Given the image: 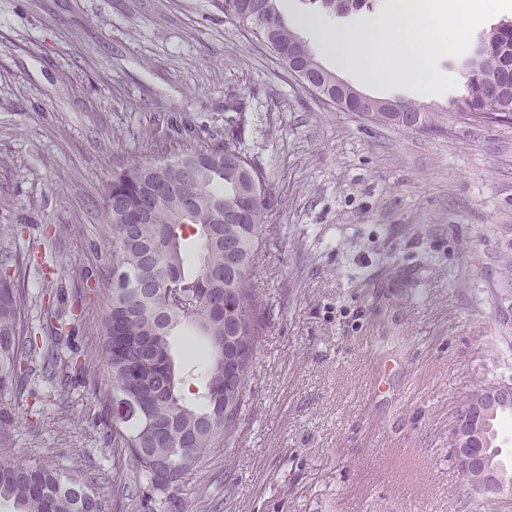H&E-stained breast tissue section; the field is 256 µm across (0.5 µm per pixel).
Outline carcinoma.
I'll return each instance as SVG.
<instances>
[{
  "label": "carcinoma",
  "mask_w": 512,
  "mask_h": 512,
  "mask_svg": "<svg viewBox=\"0 0 512 512\" xmlns=\"http://www.w3.org/2000/svg\"><path fill=\"white\" fill-rule=\"evenodd\" d=\"M223 4L225 18L263 42L283 63H288L292 48L300 55L302 68L319 66L309 46L279 13L277 0ZM477 51L482 53L483 82L512 89V23L493 29ZM453 108L469 121L482 112H501L503 103L484 95L468 78L465 93ZM410 115L422 121L420 132L443 131L434 113L411 101H401L399 112L378 113L411 131ZM153 146L146 140L139 155L118 165L103 195L102 209L112 229V265L127 270L128 276L112 282V304L99 334L112 378L107 400L112 445L133 460L139 484L165 494L167 490L156 486L157 471H167L178 482L198 449L221 442L227 446L236 436L254 355L267 326L254 270L261 259L263 231L275 219L264 174L233 133L221 140H175L170 152L174 160L165 171L168 193L153 198L144 221L134 220L152 185L150 172L158 160ZM181 160L197 172L198 186L191 193L181 190ZM151 256L167 267V280L155 285L154 297L139 300L134 295L136 274ZM24 264L25 258L18 255H0V388L21 384L32 375L29 362L38 348L21 283ZM170 285L197 304V319L167 301ZM117 322L130 340L123 351L112 348ZM226 325L233 326L232 344L250 347L249 357L230 365V388L224 387L221 366ZM182 331L204 339L211 351L204 388L193 399L184 394V387L194 365L178 356L172 345L173 336ZM44 359L54 376L74 365L53 350ZM149 394L156 400L131 416L128 407ZM98 481L79 470L23 464L0 448V499L12 502L15 512H101Z\"/></svg>",
  "instance_id": "carcinoma-1"
}]
</instances>
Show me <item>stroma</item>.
I'll return each mask as SVG.
<instances>
[{"instance_id":"1","label":"stroma","mask_w":512,"mask_h":512,"mask_svg":"<svg viewBox=\"0 0 512 512\" xmlns=\"http://www.w3.org/2000/svg\"><path fill=\"white\" fill-rule=\"evenodd\" d=\"M388 6L278 0L286 22L343 28ZM438 68L456 89L342 77L456 127L412 132L306 91L222 0H0V254L27 260L40 347L53 297L82 367L0 391L15 412L0 448L102 474L103 512H512L470 489L450 446L474 384L512 381V125L457 122L467 60ZM187 128L236 131L267 176L277 226L255 278L269 316L235 441L148 504L107 439L101 196L116 156Z\"/></svg>"}]
</instances>
